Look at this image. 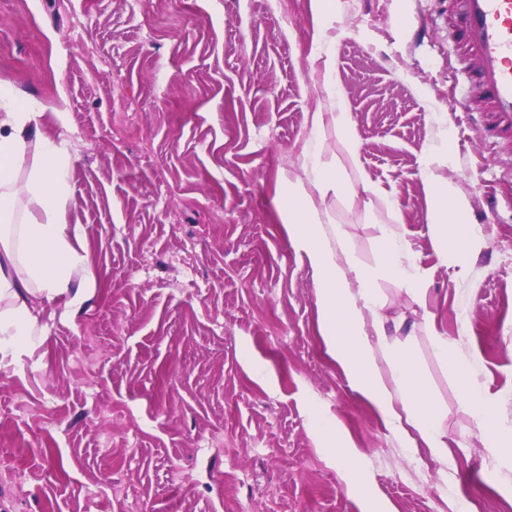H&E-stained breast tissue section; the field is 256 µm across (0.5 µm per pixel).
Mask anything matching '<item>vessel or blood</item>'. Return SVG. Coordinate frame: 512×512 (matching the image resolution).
<instances>
[{"label": "vessel or blood", "instance_id": "obj_1", "mask_svg": "<svg viewBox=\"0 0 512 512\" xmlns=\"http://www.w3.org/2000/svg\"><path fill=\"white\" fill-rule=\"evenodd\" d=\"M458 48L477 76L470 111L512 130V0H453Z\"/></svg>", "mask_w": 512, "mask_h": 512}]
</instances>
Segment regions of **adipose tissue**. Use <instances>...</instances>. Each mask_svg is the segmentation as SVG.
<instances>
[{"label": "adipose tissue", "mask_w": 512, "mask_h": 512, "mask_svg": "<svg viewBox=\"0 0 512 512\" xmlns=\"http://www.w3.org/2000/svg\"><path fill=\"white\" fill-rule=\"evenodd\" d=\"M334 67L333 54H326L328 101L312 112L311 125L317 134L325 127L335 128L354 158L359 142L332 78ZM38 118L12 90H0V361L21 348L35 347L39 318L48 305L59 302L68 311L81 302V294L70 291L72 277L89 267L87 251L74 246L76 234L64 218L70 160L61 144L41 131ZM30 149L34 161L21 182L17 171ZM305 171V180L289 182L281 196L280 215L313 273L319 332L327 351L353 388L377 408L407 453L422 446L435 459L447 462L448 437L437 408L412 353L397 350L390 342L376 288L379 279L387 278L421 301L428 279L404 233L391 227L384 228L376 242L377 265L358 263L320 207L327 195H352V185L335 161L324 159L316 149L307 153ZM426 178L431 200L428 222L437 244L446 259L464 262L479 230L466 222L463 200L447 180L432 172ZM464 396L488 433V453L511 467L512 427L495 422L477 385H468ZM310 415L311 428L327 453L349 471L348 494L366 498V477L353 469L354 456L335 421L315 409Z\"/></svg>", "instance_id": "ef3b65f1"}]
</instances>
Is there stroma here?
<instances>
[{
    "label": "stroma",
    "mask_w": 512,
    "mask_h": 512,
    "mask_svg": "<svg viewBox=\"0 0 512 512\" xmlns=\"http://www.w3.org/2000/svg\"><path fill=\"white\" fill-rule=\"evenodd\" d=\"M449 8L342 0L329 35L353 159L308 120L327 96L311 0H0V87L69 153L67 220L96 281L74 275L81 305L43 316L42 344L0 368V512H512V470L463 396L475 382L512 426V136L465 109ZM447 128L453 155L431 162ZM309 142L390 194L325 198L357 259L377 263L394 207L427 273L423 308L393 281L377 288L448 464L407 455L326 352L275 203ZM429 164L482 229L466 265L445 261L427 221ZM428 312L468 376L436 357ZM312 404L342 429L371 502L347 496Z\"/></svg>",
    "instance_id": "35a3bbf8"
}]
</instances>
